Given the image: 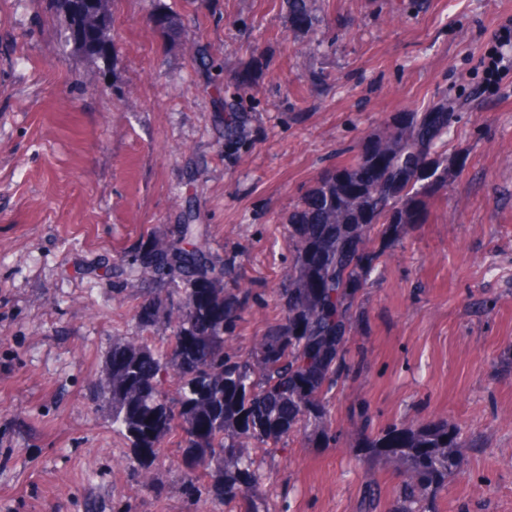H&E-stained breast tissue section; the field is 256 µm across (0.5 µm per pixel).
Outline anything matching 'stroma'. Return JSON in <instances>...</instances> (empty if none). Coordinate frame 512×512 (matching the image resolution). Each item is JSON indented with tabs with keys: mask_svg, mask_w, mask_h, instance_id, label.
I'll use <instances>...</instances> for the list:
<instances>
[{
	"mask_svg": "<svg viewBox=\"0 0 512 512\" xmlns=\"http://www.w3.org/2000/svg\"><path fill=\"white\" fill-rule=\"evenodd\" d=\"M306 4L296 28L288 0H112V47L92 56L65 42L56 0H0V512H228L185 496L176 450L159 497L115 464L127 450L89 381L134 333L147 286L130 265L189 219L214 258L241 250L240 281L281 280L282 226L319 175L443 96L448 188L363 298L340 439L289 443L260 490L268 512H357L373 482L391 512L400 477L364 437L435 420L481 439L425 512H512V0ZM157 8L196 58L153 28ZM224 140L232 141L240 137L241 130L247 122L246 112L240 109L238 101L233 97L231 100L224 99Z\"/></svg>",
	"mask_w": 512,
	"mask_h": 512,
	"instance_id": "obj_1",
	"label": "stroma"
}]
</instances>
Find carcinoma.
I'll use <instances>...</instances> for the list:
<instances>
[{
	"instance_id": "cac0c4a2",
	"label": "carcinoma",
	"mask_w": 512,
	"mask_h": 512,
	"mask_svg": "<svg viewBox=\"0 0 512 512\" xmlns=\"http://www.w3.org/2000/svg\"><path fill=\"white\" fill-rule=\"evenodd\" d=\"M66 35L91 55L110 40L112 16L102 0H58ZM104 13L100 35L79 39L85 19ZM293 25L310 23L305 0H290ZM154 28L181 38L173 16L156 11ZM224 139L237 140L247 115L236 99L224 100ZM453 102L442 97L423 112L387 123L348 162L318 178L282 226L288 242V277L257 291L235 282L230 271L240 253L212 261L195 224L181 238L153 248L140 272L150 291L132 321L139 348L112 344L107 371L123 385V399L97 400L112 409V430L123 437L137 469L153 467L170 445L178 448L185 494L202 492L238 512H266L258 492L262 461L286 441L329 445L340 438L329 393L355 374L348 333L368 285L387 265L407 225L425 221L426 199L448 183V133ZM274 302L280 315L257 342L230 350L228 338L255 305ZM182 310L171 336L157 345L148 333L165 308ZM182 382L167 388L169 372ZM365 447L400 465L399 500L393 512H423L421 502L448 487L461 449L475 439L445 422L395 425L368 434Z\"/></svg>"
}]
</instances>
